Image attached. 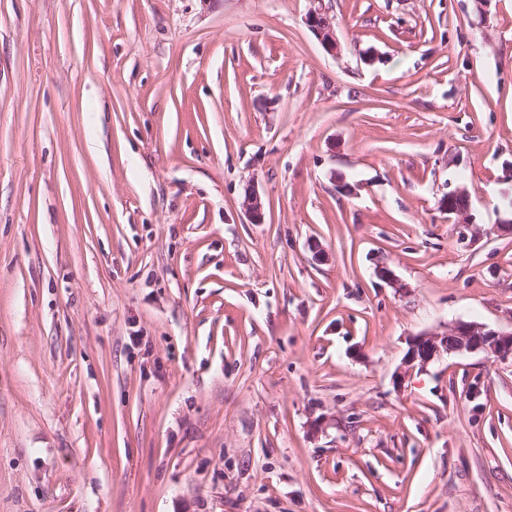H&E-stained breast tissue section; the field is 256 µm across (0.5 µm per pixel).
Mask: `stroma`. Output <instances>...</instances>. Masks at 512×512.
<instances>
[{"label":"stroma","instance_id":"1","mask_svg":"<svg viewBox=\"0 0 512 512\" xmlns=\"http://www.w3.org/2000/svg\"><path fill=\"white\" fill-rule=\"evenodd\" d=\"M311 7L0 0V512H512V0ZM310 1L313 3L317 2L319 5L318 7L311 8L308 13L307 21L309 27L328 52L332 55L338 54L339 45L336 40V32L330 21H324L326 14L322 8V0ZM466 199L467 205L459 207L457 200ZM441 211L448 214V222L456 224L461 230L460 233H464V230L468 229L472 225V214L469 194L464 187H458L457 189L448 192L439 203ZM482 351L488 356L512 360V331L487 330L476 322L459 321L445 331L416 335L409 344L406 367H424L441 354Z\"/></svg>","mask_w":512,"mask_h":512}]
</instances>
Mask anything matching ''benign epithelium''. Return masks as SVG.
Returning a JSON list of instances; mask_svg holds the SVG:
<instances>
[{
  "label": "benign epithelium",
  "instance_id": "obj_1",
  "mask_svg": "<svg viewBox=\"0 0 512 512\" xmlns=\"http://www.w3.org/2000/svg\"><path fill=\"white\" fill-rule=\"evenodd\" d=\"M319 6L310 9L308 25L324 48L333 55L338 54L339 45L335 29L324 21L325 11L320 7L322 0H311ZM469 199L467 190L459 187L446 194L439 203L441 211L448 214V222L464 231L472 225L471 205L460 207L457 200ZM246 212L252 221L262 220V203L256 190H251L245 199ZM482 351L489 356L506 360L512 358V331L488 330L476 322L459 321L445 331L422 333L415 336L410 344L404 364L410 368L427 365L434 358L448 353Z\"/></svg>",
  "mask_w": 512,
  "mask_h": 512
}]
</instances>
